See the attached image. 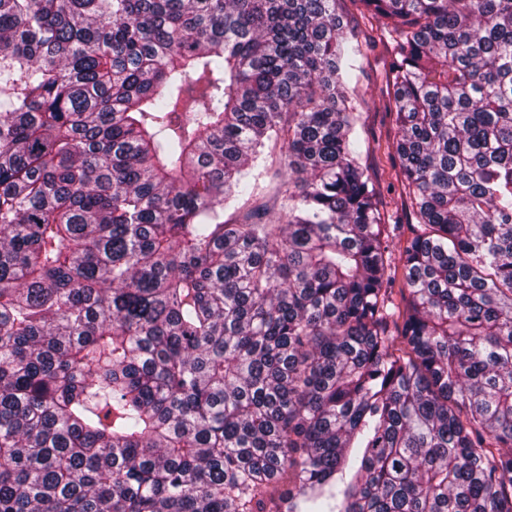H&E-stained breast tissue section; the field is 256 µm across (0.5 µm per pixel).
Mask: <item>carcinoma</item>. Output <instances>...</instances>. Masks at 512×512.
Segmentation results:
<instances>
[{
  "label": "carcinoma",
  "mask_w": 512,
  "mask_h": 512,
  "mask_svg": "<svg viewBox=\"0 0 512 512\" xmlns=\"http://www.w3.org/2000/svg\"><path fill=\"white\" fill-rule=\"evenodd\" d=\"M336 2L0 0V512H512V0H350L398 302ZM336 10L338 14L349 15V31L362 45L348 101L355 108L354 112H360L359 135L366 142L362 162L376 182L378 206L388 218V224H403L395 228L390 240L391 248L397 254L412 236L407 224H416V221L399 195L398 168H394L395 116L389 112L385 79L393 42L389 37L380 40V32L375 31V26L374 30L370 28L349 0L338 2ZM262 186V194L249 204V208H256L260 212H267L269 217L279 215L281 199L276 195V187L279 180H270L265 176L260 180Z\"/></svg>",
  "instance_id": "cac0c4a2"
}]
</instances>
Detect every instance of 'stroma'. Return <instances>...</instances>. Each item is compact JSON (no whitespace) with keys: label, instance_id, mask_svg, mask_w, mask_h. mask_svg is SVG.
<instances>
[{"label":"stroma","instance_id":"stroma-1","mask_svg":"<svg viewBox=\"0 0 512 512\" xmlns=\"http://www.w3.org/2000/svg\"><path fill=\"white\" fill-rule=\"evenodd\" d=\"M336 10L347 18L348 28L362 46L353 74L349 99L360 114L359 135L365 142L362 162L376 183L378 206L395 230L392 250H400L411 237L412 217L399 195L397 170L393 159L395 116L389 110L386 71L391 60L392 43L380 39L367 20L361 18L350 0H339Z\"/></svg>","mask_w":512,"mask_h":512}]
</instances>
